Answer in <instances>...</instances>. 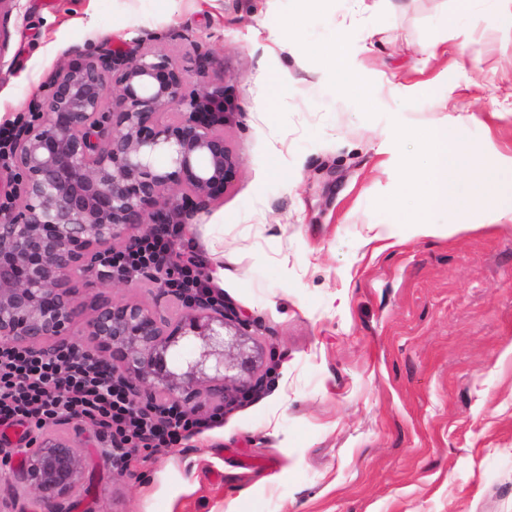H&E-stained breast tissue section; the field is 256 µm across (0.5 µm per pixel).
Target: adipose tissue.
I'll use <instances>...</instances> for the list:
<instances>
[{"mask_svg": "<svg viewBox=\"0 0 512 512\" xmlns=\"http://www.w3.org/2000/svg\"><path fill=\"white\" fill-rule=\"evenodd\" d=\"M481 147L467 136V123L446 118L421 130L419 152L401 166L396 196L409 205L397 220L377 230L373 241L402 243L436 235L431 213L479 210L484 224L512 220V188L502 189L480 163Z\"/></svg>", "mask_w": 512, "mask_h": 512, "instance_id": "obj_1", "label": "adipose tissue"}]
</instances>
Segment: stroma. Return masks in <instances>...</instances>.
<instances>
[{
  "label": "stroma",
  "instance_id": "35a3bbf8",
  "mask_svg": "<svg viewBox=\"0 0 512 512\" xmlns=\"http://www.w3.org/2000/svg\"><path fill=\"white\" fill-rule=\"evenodd\" d=\"M512 0H19L0 7V123L88 42L145 40L188 86L224 84L239 166L182 226L224 240L225 301L263 352V394L117 474L98 428L53 426L86 458L68 512H512V221L380 254L399 157L447 116L512 155ZM351 40L365 94L319 50ZM305 47L289 54L287 42ZM435 55H428V46ZM452 69L451 81L441 74ZM86 305L154 304L144 275L76 282Z\"/></svg>",
  "mask_w": 512,
  "mask_h": 512
}]
</instances>
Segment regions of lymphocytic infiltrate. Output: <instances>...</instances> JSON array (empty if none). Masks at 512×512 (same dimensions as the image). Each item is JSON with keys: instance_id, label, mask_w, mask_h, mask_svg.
Here are the masks:
<instances>
[{"instance_id": "lymphocytic-infiltrate-1", "label": "lymphocytic infiltrate", "mask_w": 512, "mask_h": 512, "mask_svg": "<svg viewBox=\"0 0 512 512\" xmlns=\"http://www.w3.org/2000/svg\"><path fill=\"white\" fill-rule=\"evenodd\" d=\"M181 231L180 225L167 224L145 234L135 247L111 252L113 271L127 277L158 268L178 250ZM69 418L92 422L124 456L133 448L173 447L220 424L224 408L217 405L196 416L172 403L156 420L137 413L123 384L72 348L48 355L1 345L0 428H19L28 437Z\"/></svg>"}]
</instances>
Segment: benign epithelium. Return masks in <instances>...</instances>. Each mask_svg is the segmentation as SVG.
Here are the masks:
<instances>
[{
  "label": "benign epithelium",
  "instance_id": "obj_1",
  "mask_svg": "<svg viewBox=\"0 0 512 512\" xmlns=\"http://www.w3.org/2000/svg\"><path fill=\"white\" fill-rule=\"evenodd\" d=\"M35 120L13 134L0 173V344L51 353L72 344L85 308L75 282H111L106 256L168 224L173 193L195 208L224 195L238 162L224 138V86L187 90L169 55L140 41L89 44L46 81ZM164 154L168 164L155 165ZM172 320L135 301L94 305L81 346L119 378L139 410L169 402L228 410L263 388L249 322L207 293ZM5 483L65 512L85 459L71 439L45 436Z\"/></svg>",
  "mask_w": 512,
  "mask_h": 512
}]
</instances>
